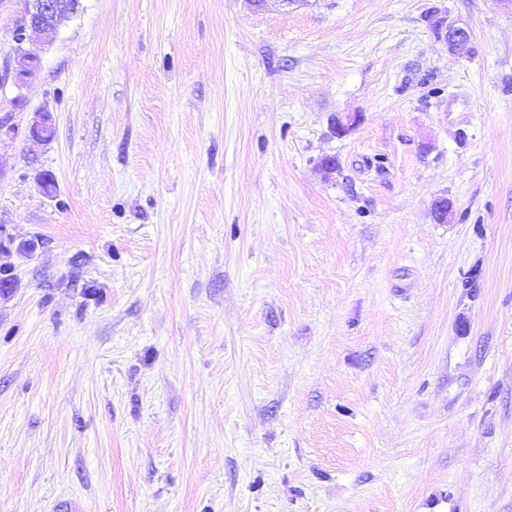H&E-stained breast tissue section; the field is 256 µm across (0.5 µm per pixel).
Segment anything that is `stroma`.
I'll use <instances>...</instances> for the list:
<instances>
[{"label": "stroma", "mask_w": 512, "mask_h": 512, "mask_svg": "<svg viewBox=\"0 0 512 512\" xmlns=\"http://www.w3.org/2000/svg\"><path fill=\"white\" fill-rule=\"evenodd\" d=\"M23 94L0 512H512L506 0H82ZM429 26L438 41H441L450 51H464L471 38L470 30L460 26L448 18V14L434 11L428 18ZM53 127L55 125L50 112H35L27 130V137L37 143H49L51 140L47 138V135L50 134L49 130Z\"/></svg>", "instance_id": "obj_1"}]
</instances>
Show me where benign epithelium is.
I'll use <instances>...</instances> for the list:
<instances>
[{
  "instance_id": "obj_1",
  "label": "benign epithelium",
  "mask_w": 512,
  "mask_h": 512,
  "mask_svg": "<svg viewBox=\"0 0 512 512\" xmlns=\"http://www.w3.org/2000/svg\"><path fill=\"white\" fill-rule=\"evenodd\" d=\"M80 8L81 0H20L17 29L22 37L15 41L5 71L0 74L1 85L10 84L17 90V95L13 98L16 104L23 102L22 90L36 79L41 65L40 45H26L28 32L38 33L41 45L50 44L56 41L62 27ZM429 26L436 39L452 52L465 50L470 42V30L449 19L446 14L433 12L429 16ZM358 122L359 116L356 114L338 115L333 120V127L337 135L346 136L355 129ZM53 127L51 113L36 112L27 130L28 138L46 144L50 142L47 135ZM34 249L35 245L31 241H16L0 225V253Z\"/></svg>"
}]
</instances>
